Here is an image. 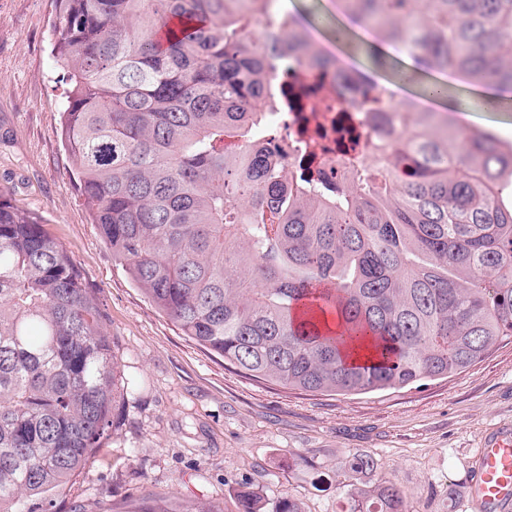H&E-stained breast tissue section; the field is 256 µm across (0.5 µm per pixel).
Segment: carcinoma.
<instances>
[{
  "label": "carcinoma",
  "mask_w": 512,
  "mask_h": 512,
  "mask_svg": "<svg viewBox=\"0 0 512 512\" xmlns=\"http://www.w3.org/2000/svg\"><path fill=\"white\" fill-rule=\"evenodd\" d=\"M61 138L104 243L148 300L244 374L358 395L448 377L512 337V150L413 111L321 188L256 147L275 54L270 0H53ZM425 71L512 95V0H336ZM97 298L0 192V512H55L124 398ZM368 474V453L348 462ZM241 512H303L239 494ZM347 512H405L391 481Z\"/></svg>",
  "instance_id": "carcinoma-1"
}]
</instances>
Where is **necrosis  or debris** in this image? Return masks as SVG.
<instances>
[{"instance_id":"4bbe7bcc","label":"necrosis or debris","mask_w":512,"mask_h":512,"mask_svg":"<svg viewBox=\"0 0 512 512\" xmlns=\"http://www.w3.org/2000/svg\"><path fill=\"white\" fill-rule=\"evenodd\" d=\"M319 51L330 57L328 66L307 65L287 51L270 72L272 118L283 132L267 150L272 165L332 186L346 179L339 154H362L381 130L380 113L393 122L399 116L394 89L360 75L335 48L323 44Z\"/></svg>"}]
</instances>
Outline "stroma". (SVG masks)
Returning <instances> with one entry per match:
<instances>
[{"label":"stroma","instance_id":"obj_1","mask_svg":"<svg viewBox=\"0 0 512 512\" xmlns=\"http://www.w3.org/2000/svg\"><path fill=\"white\" fill-rule=\"evenodd\" d=\"M334 43L332 0H281ZM53 0H0V190L36 217L94 289L128 390L112 428L55 497L56 512H239L248 487L304 512H345L348 462L396 483L406 512H476L485 442L512 433V339L464 372L396 390L312 394L250 380L161 314L112 258L58 135L66 84L51 56Z\"/></svg>","mask_w":512,"mask_h":512}]
</instances>
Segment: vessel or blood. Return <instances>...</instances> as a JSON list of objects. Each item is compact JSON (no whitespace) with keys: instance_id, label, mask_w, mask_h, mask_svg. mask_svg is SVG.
I'll use <instances>...</instances> for the list:
<instances>
[{"instance_id":"b4317fda","label":"vessel or blood","mask_w":512,"mask_h":512,"mask_svg":"<svg viewBox=\"0 0 512 512\" xmlns=\"http://www.w3.org/2000/svg\"><path fill=\"white\" fill-rule=\"evenodd\" d=\"M468 494L481 512H501L512 504V437L491 439L482 448Z\"/></svg>"}]
</instances>
